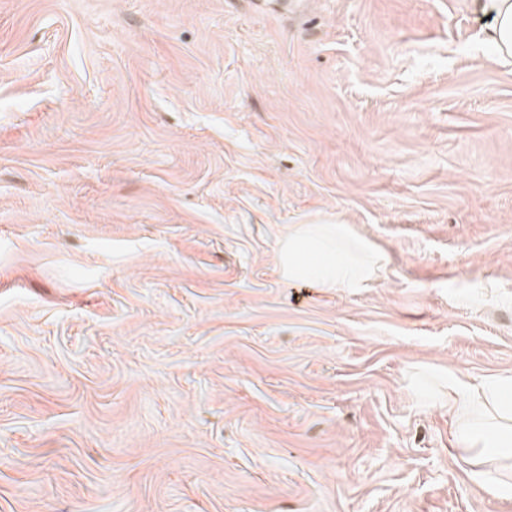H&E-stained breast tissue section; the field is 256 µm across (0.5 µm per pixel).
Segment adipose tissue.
Returning a JSON list of instances; mask_svg holds the SVG:
<instances>
[{
  "label": "adipose tissue",
  "mask_w": 512,
  "mask_h": 512,
  "mask_svg": "<svg viewBox=\"0 0 512 512\" xmlns=\"http://www.w3.org/2000/svg\"><path fill=\"white\" fill-rule=\"evenodd\" d=\"M492 16L483 34L498 57L512 56V0H474ZM278 261L289 281L354 291L364 287L388 257L351 241L344 224H300L282 242ZM448 412L459 449L479 457L512 459V377L480 383L451 378Z\"/></svg>",
  "instance_id": "ef3b65f1"
}]
</instances>
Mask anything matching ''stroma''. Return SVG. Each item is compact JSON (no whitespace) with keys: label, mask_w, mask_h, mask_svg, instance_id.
<instances>
[{"label":"stroma","mask_w":512,"mask_h":512,"mask_svg":"<svg viewBox=\"0 0 512 512\" xmlns=\"http://www.w3.org/2000/svg\"><path fill=\"white\" fill-rule=\"evenodd\" d=\"M471 0H0V512H512V62ZM390 259L291 283L293 225ZM448 413L455 420L457 449L479 457L512 459V377L480 383L451 378Z\"/></svg>","instance_id":"stroma-1"}]
</instances>
